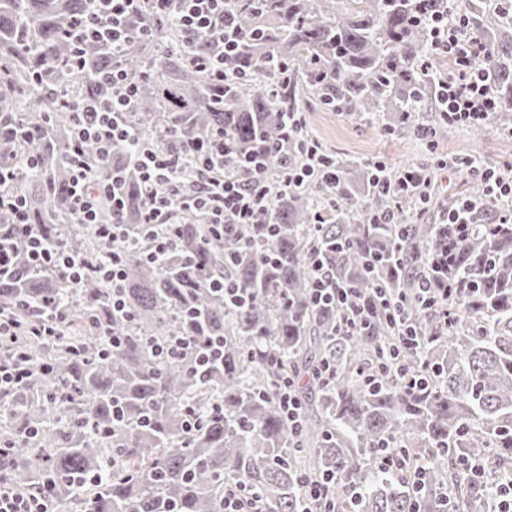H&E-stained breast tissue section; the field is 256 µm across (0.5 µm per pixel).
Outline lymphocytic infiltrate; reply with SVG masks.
<instances>
[{
    "instance_id": "lymphocytic-infiltrate-1",
    "label": "lymphocytic infiltrate",
    "mask_w": 512,
    "mask_h": 512,
    "mask_svg": "<svg viewBox=\"0 0 512 512\" xmlns=\"http://www.w3.org/2000/svg\"><path fill=\"white\" fill-rule=\"evenodd\" d=\"M166 16L189 35L205 37L212 42L209 55L187 54L188 64L206 72L216 82H223L224 58L233 54L240 32L234 14L225 0H94L92 8L77 19L70 30L75 43L102 42L120 50L128 42L147 40V27H134L133 19L143 15ZM431 47L448 54L456 62L455 74L439 80L443 116L456 125L487 124L496 108V96L484 66L487 52L480 39L473 36L465 13L431 16ZM97 91L72 103L73 145L70 155L71 212L79 222L94 227L105 250L97 263L91 264L58 245L35 235L29 223L27 202L21 195L9 192L15 171L0 165V214L10 220L0 230V272H15L10 253L14 241L28 244V260L32 267L62 269L72 286H79L94 276L112 288V310L122 312L125 302L120 293L123 267L119 258L122 247L131 240L124 226V200L118 192L120 172L100 177L96 164L84 148L93 146L101 157H109L115 147H125L135 161L146 190L141 224L148 230L147 257L158 259L169 251L178 236L176 212L194 209L203 212L209 223L254 224L260 214L269 211L280 190L301 186L311 177L318 157L316 146H309L308 164L288 171L279 185L273 186L257 178L247 179L238 173L225 151V140L217 136L182 145L177 151L155 149L145 135L125 123L123 116L134 101L135 90L128 85L126 74L116 68L97 76ZM469 174L485 185L495 207L488 216L492 224H512V179H504L496 168L478 161L468 165ZM160 184L170 185L171 194L157 193ZM109 205L112 219L102 222V205ZM480 203L465 199L449 211L446 222L451 232L429 248L423 257L425 274L418 282L416 299L422 307L447 304L449 298H461L465 289L452 280L450 272L456 262L455 246L467 236ZM314 282L312 301L316 304H338L342 324L347 332L371 327L373 320L385 318L398 330L399 341L381 355L385 371L406 376L404 353L422 351L423 341L405 313V298L390 288L373 289L364 297L336 281L320 257H313ZM57 332L54 315H40L37 321L20 325L11 315L0 311V391L23 388L32 375L31 358L24 352H10L17 337L30 336L38 341L52 340Z\"/></svg>"
}]
</instances>
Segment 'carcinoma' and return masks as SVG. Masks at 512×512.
<instances>
[{
    "label": "carcinoma",
    "mask_w": 512,
    "mask_h": 512,
    "mask_svg": "<svg viewBox=\"0 0 512 512\" xmlns=\"http://www.w3.org/2000/svg\"><path fill=\"white\" fill-rule=\"evenodd\" d=\"M88 0H0V163L19 171L33 230L88 261L103 245L69 211L71 116L45 86H94L71 71L67 38ZM241 29L224 58L230 79L213 83L187 65L171 20L148 17L146 43L117 52L84 47L90 73L123 69L138 88L126 122L174 149L219 131L241 161L264 156L275 183L307 163L314 139L295 112H335L379 124L391 139L448 135L438 87L426 74L432 11H465L487 49L497 96L494 121L512 130V0H227ZM431 107L425 122L420 112ZM278 152H268L272 145ZM41 155L33 170L25 146ZM327 165L301 188L279 193L259 224L218 233L193 212L180 214L176 246L160 262L143 247L123 255L126 312L112 315V290L90 278L72 289L63 272L29 266L0 278V309L29 318L37 304L69 310L62 336L25 348L39 368L21 391L0 393L3 438L12 444L0 472L8 486L48 490L57 512H223L224 486L257 487L266 512H299L304 479L333 473L337 512H485L490 475L512 483V232L472 224L456 245L453 274L471 291L448 303V318L416 306L423 256L444 230L413 201L376 184L373 162L319 149ZM123 171L124 222L139 238L144 192L122 151L101 164ZM384 215L389 224L377 223ZM277 227L264 233V224ZM336 280L370 294L380 286L407 297L425 340L406 366L420 386L378 371L377 354L398 342L385 320L363 334L338 332L341 313L311 301V256ZM242 290L243 307L212 282ZM120 337L105 345L103 326ZM170 336L192 340L184 357L159 356ZM223 337L224 359L196 365ZM334 367L325 383L321 365ZM299 383L293 433L273 382ZM388 445L389 471L373 468ZM482 464L476 477L462 468ZM359 495L351 498V489Z\"/></svg>",
    "instance_id": "cac0c4a2"
}]
</instances>
